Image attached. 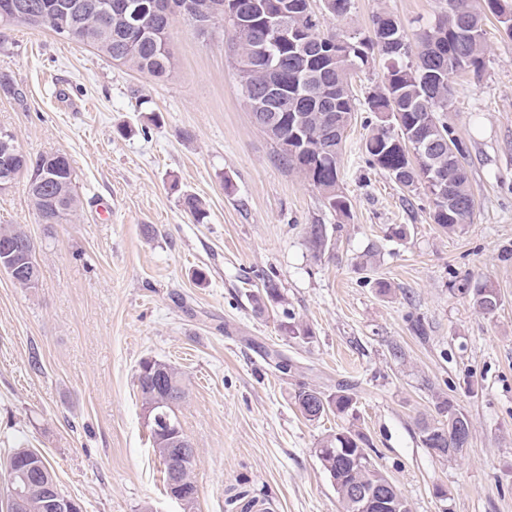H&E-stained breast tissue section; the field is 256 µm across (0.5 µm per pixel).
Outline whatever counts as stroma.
<instances>
[{
  "label": "stroma",
  "instance_id": "35a3bbf8",
  "mask_svg": "<svg viewBox=\"0 0 512 512\" xmlns=\"http://www.w3.org/2000/svg\"><path fill=\"white\" fill-rule=\"evenodd\" d=\"M438 10L353 0L348 23L366 30L384 11L413 40ZM484 29L482 74L452 78L447 117L475 213L451 234L426 193H404L364 152L382 61L353 80L342 217L255 126L221 30L176 19L175 70L157 81L51 31L0 27V75L23 95H0V127L28 154H65L81 201L71 222L43 224L27 175L0 192V225L32 236L41 268L32 289L0 272V478L22 442L84 512H182L137 387L153 358L186 377L178 418L195 452L196 512H231L232 488L269 512H343L316 450L347 429L411 512H512V38L493 19ZM187 193L205 202V223L184 211ZM310 224L328 228L318 256ZM269 278L283 300L255 312ZM477 284L498 292L494 312L473 305ZM340 381L348 414L303 417L300 384L330 393ZM441 397L471 421L457 456L420 441Z\"/></svg>",
  "mask_w": 512,
  "mask_h": 512
}]
</instances>
